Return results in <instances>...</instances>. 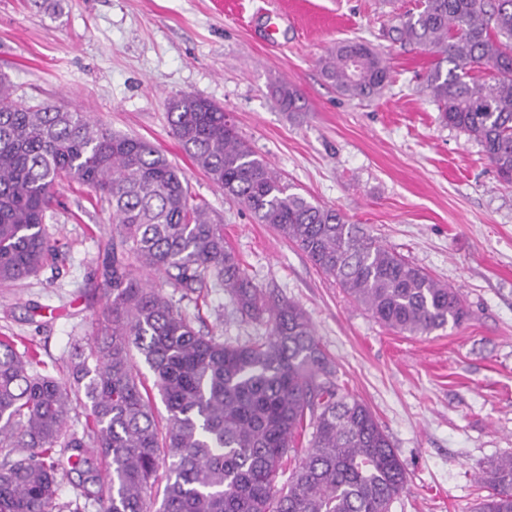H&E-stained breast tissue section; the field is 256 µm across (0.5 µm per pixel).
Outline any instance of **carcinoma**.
<instances>
[{
	"label": "carcinoma",
	"mask_w": 512,
	"mask_h": 512,
	"mask_svg": "<svg viewBox=\"0 0 512 512\" xmlns=\"http://www.w3.org/2000/svg\"><path fill=\"white\" fill-rule=\"evenodd\" d=\"M393 32L436 56L425 89L440 122L480 143L511 185L512 0H422ZM486 69L490 77L476 76ZM322 74L351 99H371L389 84L386 60L360 42L336 43ZM275 95L283 110L304 111L296 86L283 82ZM167 121L226 198L296 244L378 322L427 335L469 320L456 291L337 209L292 191L224 107L183 93ZM72 182L94 189L112 213L107 304L65 377L41 372L36 348L20 351L15 337L0 336V448L16 452L0 463V512H390L407 471L388 435L335 381L306 313L267 302L224 225L206 203L190 201L184 175L149 142L113 133L78 107L32 105L0 74V287L36 275L58 252L45 217ZM144 267L187 293L224 288L235 315L266 321V336L233 344L203 335L143 282ZM141 361L169 413L163 431ZM78 406L86 409L80 431L68 425ZM92 452L109 460L106 483ZM61 473L78 476L75 498L64 503ZM479 482L488 495L473 512H512V453L490 461Z\"/></svg>",
	"instance_id": "1"
}]
</instances>
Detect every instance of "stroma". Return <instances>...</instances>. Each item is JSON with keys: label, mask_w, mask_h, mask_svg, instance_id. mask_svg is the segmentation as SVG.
Listing matches in <instances>:
<instances>
[{"label": "stroma", "mask_w": 512, "mask_h": 512, "mask_svg": "<svg viewBox=\"0 0 512 512\" xmlns=\"http://www.w3.org/2000/svg\"><path fill=\"white\" fill-rule=\"evenodd\" d=\"M417 0H0V70L37 102L80 107L106 129L150 142L209 204L248 275L299 305L348 391L367 403L404 462L391 512H471L477 475L512 452V186L482 146L445 126L424 88L435 62L390 29ZM380 51L391 83L359 101L321 72L336 41ZM296 85L304 112L272 90ZM193 93L224 107L252 150L296 192L341 211L407 261L459 293L460 327L410 335L377 322L292 242L256 223L198 169L173 137L169 101ZM106 202L84 186L47 213L64 247L38 276L0 288V334L37 344L62 377L76 340L93 333L106 299ZM149 285L179 301L202 333L236 343L266 334L231 314L223 289L183 299L162 274Z\"/></svg>", "instance_id": "1"}]
</instances>
